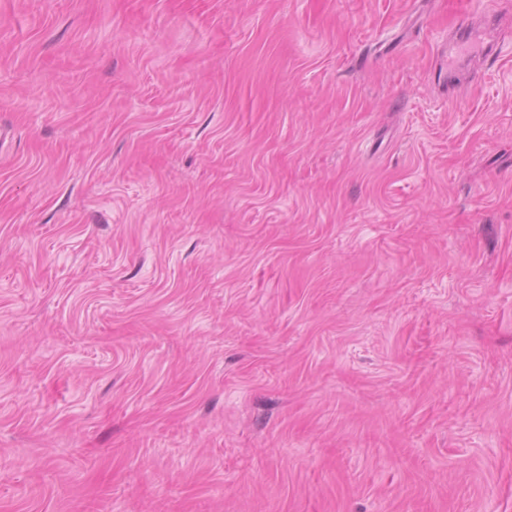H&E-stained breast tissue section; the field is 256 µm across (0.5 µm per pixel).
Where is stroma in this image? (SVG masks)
Instances as JSON below:
<instances>
[{
    "instance_id": "35a3bbf8",
    "label": "stroma",
    "mask_w": 512,
    "mask_h": 512,
    "mask_svg": "<svg viewBox=\"0 0 512 512\" xmlns=\"http://www.w3.org/2000/svg\"><path fill=\"white\" fill-rule=\"evenodd\" d=\"M448 0H0V512H512V32ZM472 3L469 0H448V16L454 20L451 28L454 38L448 46V62L453 53L463 57L464 53L478 44H482L480 59L494 52V43L491 40L485 42L483 31L473 26Z\"/></svg>"
}]
</instances>
